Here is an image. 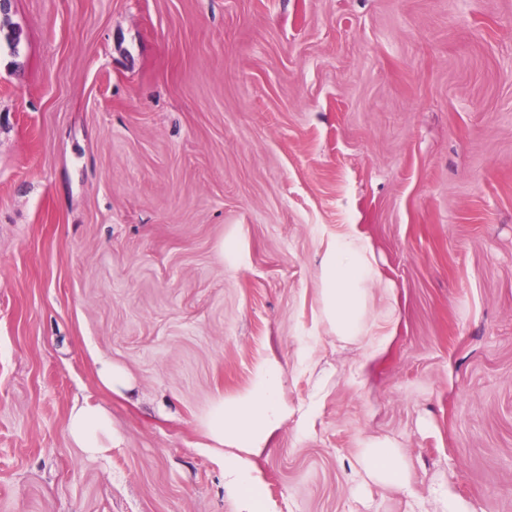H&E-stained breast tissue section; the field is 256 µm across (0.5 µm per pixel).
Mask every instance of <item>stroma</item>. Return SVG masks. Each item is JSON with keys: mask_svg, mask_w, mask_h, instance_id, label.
<instances>
[{"mask_svg": "<svg viewBox=\"0 0 512 512\" xmlns=\"http://www.w3.org/2000/svg\"><path fill=\"white\" fill-rule=\"evenodd\" d=\"M5 25L0 512H240L206 421L267 361L265 512H512V0H11ZM350 229L381 275L355 341L319 285ZM369 439L410 492L361 484ZM98 375L101 382L111 391L122 393L123 390L131 388L125 372L107 360H100ZM67 432L78 448L91 455L112 445V419L97 406H74L69 414Z\"/></svg>", "mask_w": 512, "mask_h": 512, "instance_id": "1", "label": "stroma"}]
</instances>
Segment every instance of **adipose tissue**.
Listing matches in <instances>:
<instances>
[{"label": "adipose tissue", "mask_w": 512, "mask_h": 512, "mask_svg": "<svg viewBox=\"0 0 512 512\" xmlns=\"http://www.w3.org/2000/svg\"><path fill=\"white\" fill-rule=\"evenodd\" d=\"M379 276L372 250L360 234L337 236L320 265L321 295L327 320L337 337L358 339L366 316L368 288ZM284 416L282 370L267 362L256 370L250 390L212 410L207 432L217 444L230 443L238 451L224 457V479L241 502V512H262L264 490L248 462L240 457L245 448L261 445ZM67 432L86 453H101L112 443V419L96 406L73 407ZM362 472L371 480L398 489L409 484L406 464L398 450L386 441L367 442L359 457Z\"/></svg>", "instance_id": "obj_1"}]
</instances>
